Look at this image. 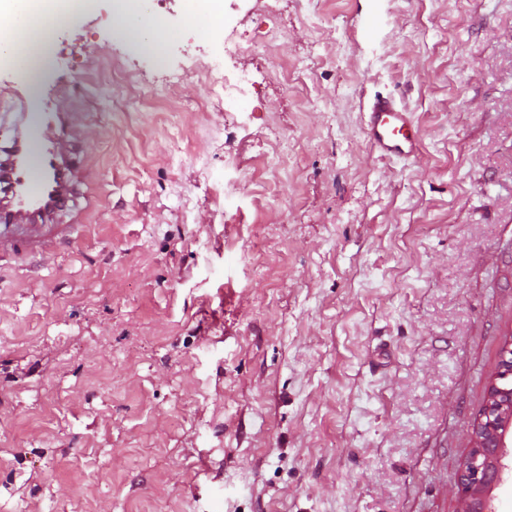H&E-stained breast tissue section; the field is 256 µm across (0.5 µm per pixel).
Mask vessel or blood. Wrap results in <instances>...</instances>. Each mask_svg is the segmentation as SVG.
Returning a JSON list of instances; mask_svg holds the SVG:
<instances>
[{
	"label": "vessel or blood",
	"instance_id": "vessel-or-blood-1",
	"mask_svg": "<svg viewBox=\"0 0 512 512\" xmlns=\"http://www.w3.org/2000/svg\"><path fill=\"white\" fill-rule=\"evenodd\" d=\"M42 20V13L26 12L20 22L0 27V72L9 73L13 86L24 80L22 60L13 47ZM68 127L67 114L51 101L44 111L19 114L10 153L0 162V181L7 185L0 197V255H36L74 243L81 223L74 200L86 175L62 150L60 138ZM366 135L386 158L412 159L419 153L420 131L411 113L391 99L381 97L370 105Z\"/></svg>",
	"mask_w": 512,
	"mask_h": 512
}]
</instances>
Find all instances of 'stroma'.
Instances as JSON below:
<instances>
[{"label": "stroma", "mask_w": 512, "mask_h": 512, "mask_svg": "<svg viewBox=\"0 0 512 512\" xmlns=\"http://www.w3.org/2000/svg\"><path fill=\"white\" fill-rule=\"evenodd\" d=\"M186 2L92 0L26 75L101 203L0 262V512H458L512 343V0H224L234 41ZM209 75L215 96L219 100L232 102L246 96L249 92L250 79L245 73L236 72L226 67L220 69L216 65H203ZM367 139L382 156L413 159L420 149V131L410 112L388 98H376L366 120Z\"/></svg>", "instance_id": "35a3bbf8"}]
</instances>
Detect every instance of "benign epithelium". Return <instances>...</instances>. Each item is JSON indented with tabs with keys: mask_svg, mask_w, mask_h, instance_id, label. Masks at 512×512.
Returning a JSON list of instances; mask_svg holds the SVG:
<instances>
[{
	"mask_svg": "<svg viewBox=\"0 0 512 512\" xmlns=\"http://www.w3.org/2000/svg\"><path fill=\"white\" fill-rule=\"evenodd\" d=\"M505 392L512 400L511 389L506 391L498 384H492L483 405L481 419L474 432L472 452L457 481L461 512H484L483 496L502 480L506 442L498 427L497 412L503 408L500 396Z\"/></svg>",
	"mask_w": 512,
	"mask_h": 512,
	"instance_id": "benign-epithelium-1",
	"label": "benign epithelium"
}]
</instances>
